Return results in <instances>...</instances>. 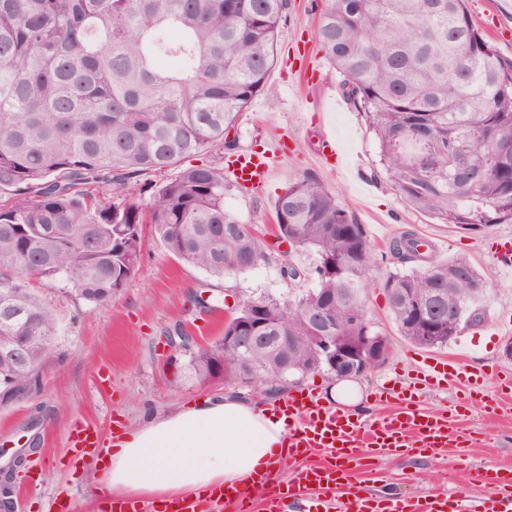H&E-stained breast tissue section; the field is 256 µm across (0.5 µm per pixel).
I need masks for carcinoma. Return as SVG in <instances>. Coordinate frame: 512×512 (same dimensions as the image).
I'll use <instances>...</instances> for the list:
<instances>
[{"instance_id":"obj_1","label":"carcinoma","mask_w":512,"mask_h":512,"mask_svg":"<svg viewBox=\"0 0 512 512\" xmlns=\"http://www.w3.org/2000/svg\"><path fill=\"white\" fill-rule=\"evenodd\" d=\"M289 0H0V344L25 351L0 362V401L24 398L58 356L54 310L29 278L66 282L103 303L140 260L143 224L172 255L211 276L265 259L241 239L224 205V171L184 165L226 134L259 93L274 96L275 61ZM318 41L340 86L378 142L382 174L410 208L484 232L512 224V59L472 22L466 0H323ZM172 171L146 200L133 180ZM281 235L315 257L288 265L314 287L293 300L244 305L224 328L266 324L292 347L290 382L317 372L308 312L367 319L364 283L373 251L364 227L319 180L305 175L274 202ZM401 269L383 283L399 332L448 346L476 322L488 275L464 256L439 260L406 231L391 247ZM229 345L197 352L201 381L237 382Z\"/></svg>"}]
</instances>
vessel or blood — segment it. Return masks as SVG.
Listing matches in <instances>:
<instances>
[{
	"instance_id": "1",
	"label": "vessel or blood",
	"mask_w": 512,
	"mask_h": 512,
	"mask_svg": "<svg viewBox=\"0 0 512 512\" xmlns=\"http://www.w3.org/2000/svg\"><path fill=\"white\" fill-rule=\"evenodd\" d=\"M274 163L273 156L244 151L230 160L227 172L243 188L257 189L269 178ZM459 377V369L445 359L429 368L416 369L400 389L385 388L379 392L382 400L395 397L400 391L408 395L401 411L380 420L365 418L346 408L326 407L310 390L289 395L278 406L279 412L288 418L286 460L294 462L317 450L323 451L325 458L295 470L286 487L268 497L265 512H512V478L499 475L489 478L491 492L479 505L462 491L379 500L361 485L350 486L338 504L309 495L313 488L336 489L341 480L362 468L365 459L392 456L417 445L447 446V417L423 412L409 394L417 385L444 388ZM68 442L73 460L78 461L97 452L101 438L96 428L78 423L72 427ZM228 507L233 512H250L246 490L232 487L204 499L177 498L160 506L116 498L107 501V512H224Z\"/></svg>"
}]
</instances>
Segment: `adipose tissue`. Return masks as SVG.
<instances>
[{
  "instance_id": "ef3b65f1",
  "label": "adipose tissue",
  "mask_w": 512,
  "mask_h": 512,
  "mask_svg": "<svg viewBox=\"0 0 512 512\" xmlns=\"http://www.w3.org/2000/svg\"><path fill=\"white\" fill-rule=\"evenodd\" d=\"M286 418L234 396L209 397L156 418L104 457L102 484L112 495L157 502L252 486L275 470Z\"/></svg>"
}]
</instances>
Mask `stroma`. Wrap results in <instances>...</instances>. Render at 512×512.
Instances as JSON below:
<instances>
[{
	"mask_svg": "<svg viewBox=\"0 0 512 512\" xmlns=\"http://www.w3.org/2000/svg\"><path fill=\"white\" fill-rule=\"evenodd\" d=\"M321 9V0H290L267 76L275 95L256 96L230 133L238 152L262 151L283 137L290 147L264 188H236L225 197L226 206L261 235L264 261L248 272L217 279L178 260L148 236L135 276L105 303L86 302L64 282L31 278L32 290L58 317L54 342L60 357L43 368L36 393L0 403V467L14 451H30L12 472L13 492L8 502H0V512H48L62 498L71 512H83V500L98 483V469L92 460L70 463L67 438L76 422L97 428L108 448L153 417L214 394L239 392L263 405L288 396V389L273 391L263 384L199 381L189 362L198 350L223 339L225 321L244 302L261 297L283 301L302 291V284L289 281L282 269L309 267L312 257L279 234L273 205L305 175L347 204L373 248V269L365 282L367 316L387 336L390 352L354 379L363 414L378 417L397 408L394 399L373 402L372 393L378 385L406 377L426 356L454 357L490 377L500 367L512 370V360L502 355L506 338L498 327L512 314V269L490 249L491 242L512 237V224L494 225L478 236L456 232L408 207L379 176L375 135L365 115L343 101L336 70L320 49ZM468 9L475 26L511 58L512 7L503 0H468ZM322 134L340 144L346 158L342 166L332 168L319 159ZM404 231L428 236L440 259L463 255L490 274L478 302L483 323L464 328L446 348L429 350L409 342L389 316L382 284L398 267L390 242ZM177 327L188 334L187 347L164 346L166 333ZM465 391L462 383L445 389L419 385L417 403L427 412L447 415L456 441L369 462L355 480L380 496L460 489L483 500L490 489L484 474L512 471V404L466 407Z\"/></svg>",
	"mask_w": 512,
	"mask_h": 512,
	"instance_id": "35a3bbf8",
	"label": "stroma"
}]
</instances>
